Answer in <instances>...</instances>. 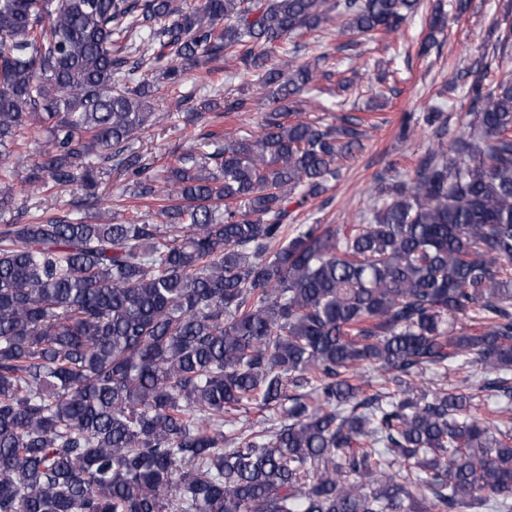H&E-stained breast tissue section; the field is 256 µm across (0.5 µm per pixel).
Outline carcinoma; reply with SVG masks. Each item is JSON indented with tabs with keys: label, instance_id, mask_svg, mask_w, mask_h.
Returning a JSON list of instances; mask_svg holds the SVG:
<instances>
[{
	"label": "carcinoma",
	"instance_id": "carcinoma-1",
	"mask_svg": "<svg viewBox=\"0 0 512 512\" xmlns=\"http://www.w3.org/2000/svg\"><path fill=\"white\" fill-rule=\"evenodd\" d=\"M419 0H0V207L115 159L152 219L0 226V512H512V81L377 181L360 224H288L365 120L299 117L336 16L376 40ZM288 52L274 62L283 43ZM260 74L259 130L143 176L155 71ZM41 161L19 172L35 131ZM467 324L457 326L458 318ZM462 387L422 389L448 368ZM483 393L485 414L472 412ZM255 410L246 424L240 414Z\"/></svg>",
	"mask_w": 512,
	"mask_h": 512
}]
</instances>
